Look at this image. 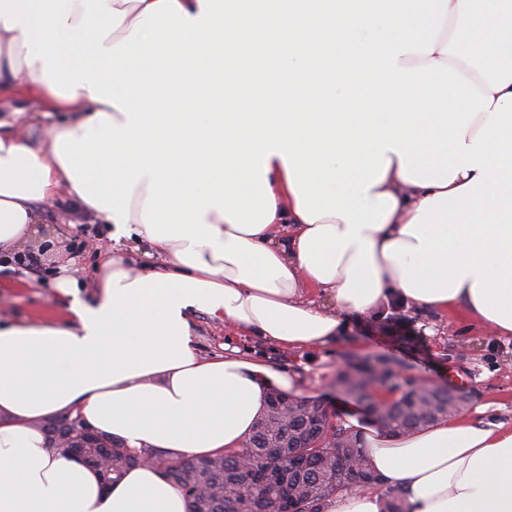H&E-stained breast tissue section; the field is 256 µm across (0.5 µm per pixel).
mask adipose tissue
I'll use <instances>...</instances> for the list:
<instances>
[{"label":"adipose tissue","instance_id":"ef3b65f1","mask_svg":"<svg viewBox=\"0 0 512 512\" xmlns=\"http://www.w3.org/2000/svg\"><path fill=\"white\" fill-rule=\"evenodd\" d=\"M0 262L65 193L113 242L94 303L0 327V512H187L151 462L115 485L39 427L81 414L139 453L241 448L290 377L206 358L195 314L288 350L399 300L512 335V0H0ZM318 290L324 308L304 301ZM411 512H512V423L405 436L357 419ZM0 119L8 122L12 129L30 143L43 139L46 130L55 123L68 121L66 112H43L40 104L27 97L0 99Z\"/></svg>","mask_w":512,"mask_h":512}]
</instances>
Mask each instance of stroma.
Wrapping results in <instances>:
<instances>
[{"label":"stroma","instance_id":"1","mask_svg":"<svg viewBox=\"0 0 512 512\" xmlns=\"http://www.w3.org/2000/svg\"><path fill=\"white\" fill-rule=\"evenodd\" d=\"M0 119L35 144L50 126L68 121L69 115L44 112L31 98L12 97L0 99ZM111 246L99 220L74 211L65 197L47 201L33 240L22 248L26 254L40 253V265L26 271L0 270V322L63 317L65 310L49 286L62 267L84 281L81 296L93 301L97 264ZM194 323V341L202 356L223 354L229 345L284 370L294 380L292 397L325 405L340 425L363 411L362 405L336 386L340 368L352 357L388 359L401 365L407 382L462 386L471 394V408L480 409V421L512 422V338L471 329L456 312L399 307L352 319L345 336L324 346L289 351L256 336L233 335L201 313L195 315Z\"/></svg>","mask_w":512,"mask_h":512}]
</instances>
